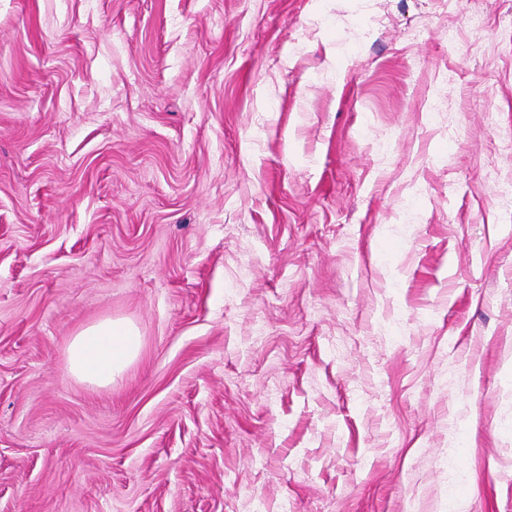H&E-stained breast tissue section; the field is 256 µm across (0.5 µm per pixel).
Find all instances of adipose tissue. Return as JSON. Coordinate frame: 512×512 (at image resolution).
<instances>
[{"mask_svg":"<svg viewBox=\"0 0 512 512\" xmlns=\"http://www.w3.org/2000/svg\"><path fill=\"white\" fill-rule=\"evenodd\" d=\"M140 346L136 327L106 318L79 331L67 348L70 374L82 381L106 386L136 356Z\"/></svg>","mask_w":512,"mask_h":512,"instance_id":"ef3b65f1","label":"adipose tissue"}]
</instances>
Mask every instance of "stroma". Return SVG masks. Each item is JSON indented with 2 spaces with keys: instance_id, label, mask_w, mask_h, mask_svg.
I'll return each instance as SVG.
<instances>
[{
  "instance_id": "35a3bbf8",
  "label": "stroma",
  "mask_w": 512,
  "mask_h": 512,
  "mask_svg": "<svg viewBox=\"0 0 512 512\" xmlns=\"http://www.w3.org/2000/svg\"><path fill=\"white\" fill-rule=\"evenodd\" d=\"M511 138L512 0H0V512H512ZM140 346L136 327L105 318L79 331L67 348L69 373L93 384L111 385L136 356Z\"/></svg>"
}]
</instances>
